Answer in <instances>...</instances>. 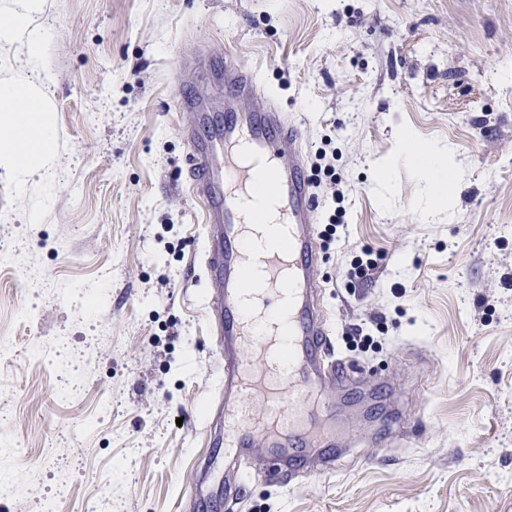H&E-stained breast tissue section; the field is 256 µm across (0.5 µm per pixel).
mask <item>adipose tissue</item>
I'll use <instances>...</instances> for the list:
<instances>
[{"mask_svg": "<svg viewBox=\"0 0 512 512\" xmlns=\"http://www.w3.org/2000/svg\"><path fill=\"white\" fill-rule=\"evenodd\" d=\"M8 2L0 11V43H20L24 61L12 77L0 80V170L22 187L30 173L44 169L55 143L44 92L49 75L39 68L51 30L33 21L42 0Z\"/></svg>", "mask_w": 512, "mask_h": 512, "instance_id": "obj_1", "label": "adipose tissue"}]
</instances>
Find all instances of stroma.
<instances>
[{"mask_svg":"<svg viewBox=\"0 0 512 512\" xmlns=\"http://www.w3.org/2000/svg\"><path fill=\"white\" fill-rule=\"evenodd\" d=\"M48 168L0 177V512H195L221 395L179 91L256 74L340 179L318 271L339 458L219 512H512V0H44ZM448 157L436 201L407 142ZM45 201L29 221L32 198ZM377 265L357 273L361 251Z\"/></svg>","mask_w":512,"mask_h":512,"instance_id":"35a3bbf8","label":"stroma"}]
</instances>
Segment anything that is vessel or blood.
Listing matches in <instances>:
<instances>
[{"label": "vessel or blood", "mask_w": 512, "mask_h": 512, "mask_svg": "<svg viewBox=\"0 0 512 512\" xmlns=\"http://www.w3.org/2000/svg\"><path fill=\"white\" fill-rule=\"evenodd\" d=\"M198 61L211 82L224 88L220 112L210 111L196 91L177 98L190 187L203 204L201 264L220 289L215 329L224 396L209 420L210 443L215 456L234 461L263 441L271 450L267 478L284 484L306 468L308 449H315L321 470L334 467L327 390L350 376L348 366L332 357L319 303L316 202L297 125L275 102L252 108L261 95L252 72L229 61L215 65L204 55ZM263 173L281 216L273 230L284 235L287 247L257 254L246 245L251 224L242 201ZM249 268L263 280L256 309L266 316L275 308L285 314L284 323H270L264 336L242 304Z\"/></svg>", "instance_id": "1"}]
</instances>
